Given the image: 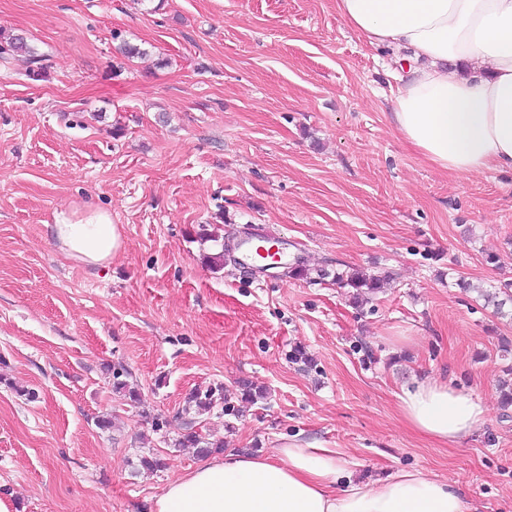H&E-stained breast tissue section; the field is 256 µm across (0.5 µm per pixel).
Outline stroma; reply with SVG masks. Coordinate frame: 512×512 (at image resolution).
I'll return each instance as SVG.
<instances>
[{"mask_svg":"<svg viewBox=\"0 0 512 512\" xmlns=\"http://www.w3.org/2000/svg\"><path fill=\"white\" fill-rule=\"evenodd\" d=\"M0 28L48 64L35 82L26 57L0 61V494L17 512H148L200 462L175 445L191 423L252 455L334 448L365 481L419 469L470 512H512V302L458 286L512 280V174L452 177L403 140L390 49L336 0H0ZM86 204L121 232L103 267L49 237ZM250 232L309 276L239 264ZM353 270L392 280L361 303L332 278ZM426 377L487 404L461 442L401 417ZM245 383L263 398L241 402ZM216 384L223 406L186 412ZM460 288H463L466 291L473 290L476 291L480 297L483 298L487 305H492L495 308V313H502L503 306L505 305V300H512V294L510 289L512 287V283L503 284V288H499V292L490 293L487 290L481 288H473L470 282H466L464 279L460 280L458 283ZM499 294H504L505 299L498 300Z\"/></svg>","mask_w":512,"mask_h":512,"instance_id":"1","label":"stroma"}]
</instances>
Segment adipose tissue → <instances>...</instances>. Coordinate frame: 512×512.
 I'll use <instances>...</instances> for the list:
<instances>
[{
	"mask_svg": "<svg viewBox=\"0 0 512 512\" xmlns=\"http://www.w3.org/2000/svg\"><path fill=\"white\" fill-rule=\"evenodd\" d=\"M336 10L368 46L401 50L393 120L418 155L457 177L512 173V0H336ZM49 231L86 266L109 264L121 246L103 209L59 212ZM399 410L444 444L467 437L487 412L473 393L429 379L403 389ZM356 466L314 444L229 450L173 480L149 512H468L454 482L412 470L362 484Z\"/></svg>",
	"mask_w": 512,
	"mask_h": 512,
	"instance_id": "obj_1",
	"label": "adipose tissue"
}]
</instances>
